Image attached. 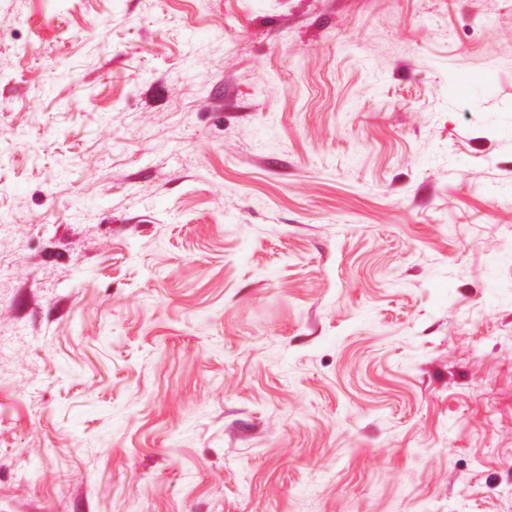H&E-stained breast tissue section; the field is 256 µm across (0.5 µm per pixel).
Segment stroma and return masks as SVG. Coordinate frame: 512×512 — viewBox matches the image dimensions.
I'll return each mask as SVG.
<instances>
[{"instance_id": "1", "label": "stroma", "mask_w": 512, "mask_h": 512, "mask_svg": "<svg viewBox=\"0 0 512 512\" xmlns=\"http://www.w3.org/2000/svg\"><path fill=\"white\" fill-rule=\"evenodd\" d=\"M0 512H512V0H0Z\"/></svg>"}]
</instances>
